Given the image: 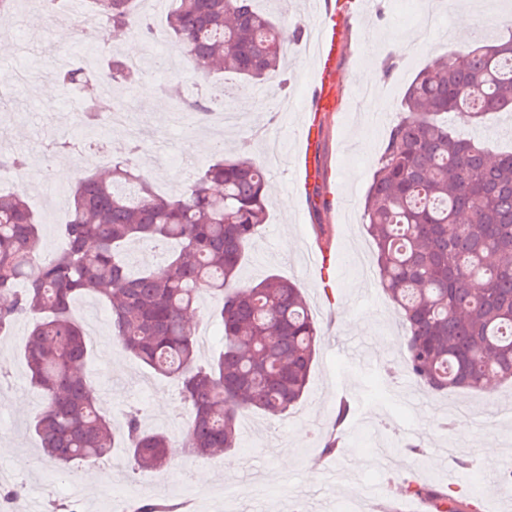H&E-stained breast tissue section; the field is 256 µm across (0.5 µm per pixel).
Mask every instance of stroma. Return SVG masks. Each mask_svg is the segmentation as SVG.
I'll use <instances>...</instances> for the list:
<instances>
[{
  "instance_id": "obj_1",
  "label": "stroma",
  "mask_w": 512,
  "mask_h": 512,
  "mask_svg": "<svg viewBox=\"0 0 512 512\" xmlns=\"http://www.w3.org/2000/svg\"><path fill=\"white\" fill-rule=\"evenodd\" d=\"M351 28L339 60L337 108L321 119L323 136L315 162L322 172L315 200L295 195L292 162L303 108L314 86L313 60L305 43L284 40L288 80L242 86L235 76L223 78L234 97L236 122L225 125L224 150L233 154L242 138L251 141V154L265 160L269 143L279 154L267 168L272 204L268 229L250 242L239 281L255 284L277 274L301 288L321 330V342L310 373L308 391L288 414L269 417L250 412L238 421L239 444L225 457L196 459L187 453L170 457L160 471L133 469L121 450L99 460L73 465L61 472L37 452L39 441L29 427L42 405V394L28 380L24 348L29 322L20 320L0 335V487L20 486L11 504L24 512L38 500L40 512L53 504L76 512H132L141 501L165 496L175 502L193 498L195 512H311L323 501L347 506L349 512H426L419 502L401 493L406 477L447 481L458 460L483 469L478 487L483 512H512V498L501 492L497 474L487 473L490 462H512V382L493 384L490 392L444 394L413 386L412 402L399 390L403 330L398 315L383 293L376 267L361 270L349 262L352 252L372 255V240L363 227L365 195L371 182L396 108L407 85L433 59L464 44L493 41L512 33V0H452L440 7L435 29L423 31L420 16L407 0H344ZM468 8L476 25H457L459 9ZM141 14L159 31L155 47L165 67L144 74L133 87L116 95L136 120L156 129L144 142L139 166L149 173L154 188L180 192L213 157L193 145L211 138L210 127L194 131L168 123L175 92H189L192 80L182 69L176 44L164 27L169 0H140ZM64 35L47 25L39 10L0 14V70L27 69L30 84L9 87L8 112L0 113V153H24L27 174L40 193L27 200L41 224V253L52 257L62 248V227L55 224L58 207H69L72 180L61 179L59 165L72 164L70 155L45 163V144L66 136L82 139L84 126L75 107L63 106L64 90L55 87V50ZM390 68L389 77L375 83V92L356 103L360 84L355 77L371 68ZM52 84L44 95V84ZM450 128L478 138L490 151L512 149V112L472 121L467 114L448 116ZM330 252L333 295H326L311 252ZM79 322L98 321L102 338L93 339L94 355L87 368L94 391L116 427H123L125 409H142L145 428L179 439L187 417H175L181 404L176 382L154 376L112 340L108 307L86 294L74 304ZM347 399L351 415L333 454L323 452L332 431L336 405ZM497 454L489 456L487 445ZM234 465L236 475L224 473ZM367 488L364 496L349 494L351 484Z\"/></svg>"
}]
</instances>
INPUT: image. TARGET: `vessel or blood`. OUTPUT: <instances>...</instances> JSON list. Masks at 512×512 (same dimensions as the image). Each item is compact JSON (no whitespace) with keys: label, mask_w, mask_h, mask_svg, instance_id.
<instances>
[{"label":"vessel or blood","mask_w":512,"mask_h":512,"mask_svg":"<svg viewBox=\"0 0 512 512\" xmlns=\"http://www.w3.org/2000/svg\"><path fill=\"white\" fill-rule=\"evenodd\" d=\"M347 34L346 19L336 14L330 0H325L316 15L313 33L315 78L314 92L307 106L309 118L299 135L302 150L294 159L297 178L307 187L314 186L321 178L319 168L312 162L319 148L318 116L336 109V56L340 47L345 44Z\"/></svg>","instance_id":"b4317fda"}]
</instances>
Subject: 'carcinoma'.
<instances>
[{
	"label": "carcinoma",
	"mask_w": 512,
	"mask_h": 512,
	"mask_svg": "<svg viewBox=\"0 0 512 512\" xmlns=\"http://www.w3.org/2000/svg\"><path fill=\"white\" fill-rule=\"evenodd\" d=\"M259 0H172L166 26L193 73L206 78L177 94L174 111L200 122L233 108L210 79L231 73L246 84L279 73L278 21ZM108 23L107 33L148 40L151 23L138 0H85ZM68 0H42L44 20ZM56 79L68 91L105 80L125 87L142 79L124 58L105 54L96 65L65 66ZM84 128L121 103L81 99ZM512 111V38L454 51L422 68L408 84L400 116L383 147L364 203L380 284L404 329L402 368L432 393L486 389L488 377L512 381V152L492 154L448 130L440 116L466 112L480 120ZM141 142L79 177L67 247L40 258L39 222L26 193L0 194V335L33 318L25 346L30 384L45 403L32 429L43 455L65 470L97 460L123 436L130 463L160 469L168 435L143 428L139 411L115 433L83 373L90 349L72 303L93 291L108 305L112 337L156 376L177 381L189 425V454L210 458L238 445L246 412L286 414L305 394L320 341L302 292L268 275L237 283L246 246L268 221L267 173L242 146L234 159L218 148L186 191L155 193L137 165ZM157 249L176 243L158 268L132 270L127 244ZM217 301L223 346L197 362L191 318L200 297ZM407 496L432 512H482L476 491L406 479Z\"/></svg>",
	"instance_id": "1"
}]
</instances>
